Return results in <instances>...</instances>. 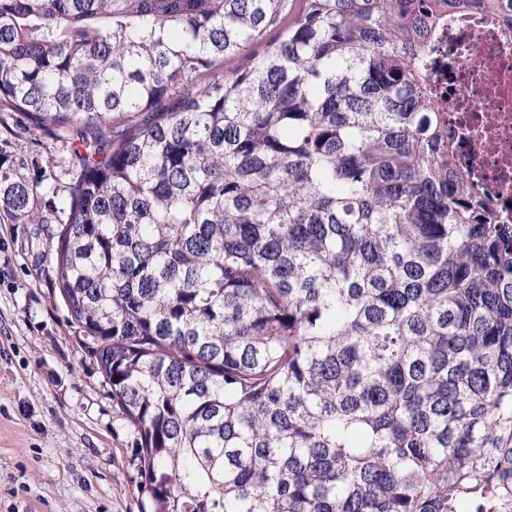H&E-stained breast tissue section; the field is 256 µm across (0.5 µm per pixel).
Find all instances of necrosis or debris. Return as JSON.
<instances>
[{
  "instance_id": "4bbe7bcc",
  "label": "necrosis or debris",
  "mask_w": 512,
  "mask_h": 512,
  "mask_svg": "<svg viewBox=\"0 0 512 512\" xmlns=\"http://www.w3.org/2000/svg\"><path fill=\"white\" fill-rule=\"evenodd\" d=\"M432 57L433 88L448 96L450 133L466 146L453 153L500 224L512 222V24L483 10L442 22Z\"/></svg>"
}]
</instances>
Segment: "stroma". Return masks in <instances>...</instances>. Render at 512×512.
<instances>
[{"label": "stroma", "instance_id": "obj_1", "mask_svg": "<svg viewBox=\"0 0 512 512\" xmlns=\"http://www.w3.org/2000/svg\"><path fill=\"white\" fill-rule=\"evenodd\" d=\"M17 177L38 179L57 148L18 114ZM58 223L0 214V512H142L134 432L54 288Z\"/></svg>", "mask_w": 512, "mask_h": 512}]
</instances>
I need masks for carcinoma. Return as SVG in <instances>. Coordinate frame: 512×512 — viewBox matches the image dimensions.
<instances>
[{
	"instance_id": "1",
	"label": "carcinoma",
	"mask_w": 512,
	"mask_h": 512,
	"mask_svg": "<svg viewBox=\"0 0 512 512\" xmlns=\"http://www.w3.org/2000/svg\"><path fill=\"white\" fill-rule=\"evenodd\" d=\"M512 0H0L72 141L58 290L148 512H512V223L450 158L442 18Z\"/></svg>"
}]
</instances>
